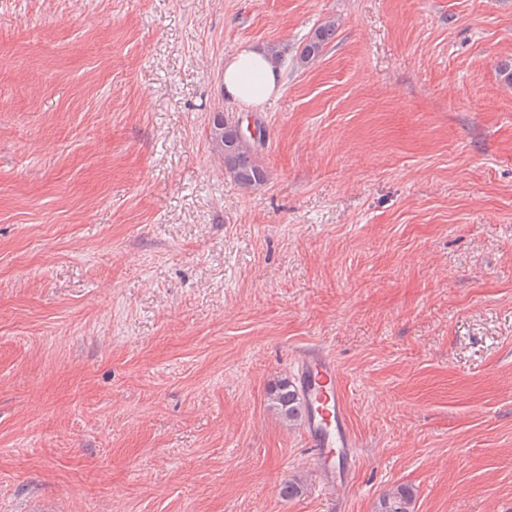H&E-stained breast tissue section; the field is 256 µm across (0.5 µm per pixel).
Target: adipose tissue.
Here are the masks:
<instances>
[{
	"instance_id": "adipose-tissue-1",
	"label": "adipose tissue",
	"mask_w": 512,
	"mask_h": 512,
	"mask_svg": "<svg viewBox=\"0 0 512 512\" xmlns=\"http://www.w3.org/2000/svg\"><path fill=\"white\" fill-rule=\"evenodd\" d=\"M282 85L281 70L269 64L264 51L243 44L225 59L219 89L224 98L254 109L279 94Z\"/></svg>"
}]
</instances>
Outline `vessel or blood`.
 <instances>
[{"mask_svg":"<svg viewBox=\"0 0 512 512\" xmlns=\"http://www.w3.org/2000/svg\"><path fill=\"white\" fill-rule=\"evenodd\" d=\"M295 387L305 411L307 444L327 489H346L357 464L356 442L340 392L336 362L326 351L307 347L295 355Z\"/></svg>","mask_w":512,"mask_h":512,"instance_id":"1","label":"vessel or blood"}]
</instances>
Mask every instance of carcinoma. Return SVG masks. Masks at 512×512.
I'll use <instances>...</instances> for the list:
<instances>
[{"instance_id":"obj_1","label":"carcinoma","mask_w":512,"mask_h":512,"mask_svg":"<svg viewBox=\"0 0 512 512\" xmlns=\"http://www.w3.org/2000/svg\"><path fill=\"white\" fill-rule=\"evenodd\" d=\"M335 33L336 21L327 20L314 30L293 57H288V47L279 44L268 46L266 55L275 67L285 66L290 60L297 67H305L320 56ZM261 139V135L254 138L240 134L238 121L222 112L213 113L209 128L212 150L224 164L225 172L242 187L258 188L268 181V171L258 159V143ZM273 402L279 413L290 421L303 414L301 399L294 385L289 382L276 388ZM412 499L409 489L399 488L382 498L378 512H412Z\"/></svg>"}]
</instances>
